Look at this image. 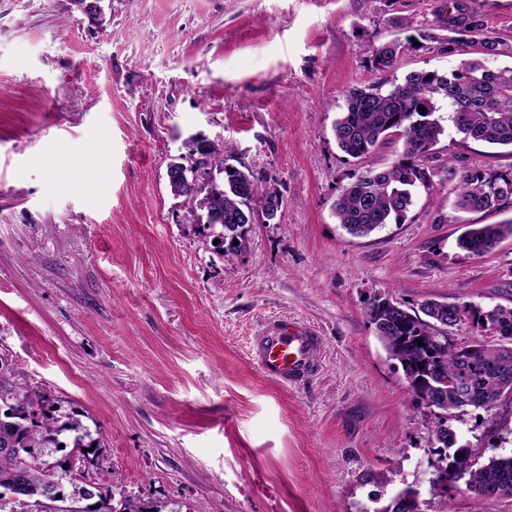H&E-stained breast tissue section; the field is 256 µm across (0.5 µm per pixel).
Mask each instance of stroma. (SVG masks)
Here are the masks:
<instances>
[{"mask_svg": "<svg viewBox=\"0 0 512 512\" xmlns=\"http://www.w3.org/2000/svg\"><path fill=\"white\" fill-rule=\"evenodd\" d=\"M446 0H0V354L97 439L83 483L142 512H381L407 485L423 512H512L464 482L433 489L430 412L367 316L383 295L512 307V238L477 257L451 184L405 220L351 236L332 206L360 160L336 146L349 87L446 72ZM512 44V0H472ZM415 36L394 74L375 48ZM433 152L512 168V149L463 140L448 106ZM194 133L280 201L247 247L218 254L172 195L167 166ZM299 319L322 338L305 383L282 387L249 355ZM481 459L512 455V397L449 417Z\"/></svg>", "mask_w": 512, "mask_h": 512, "instance_id": "1", "label": "stroma"}]
</instances>
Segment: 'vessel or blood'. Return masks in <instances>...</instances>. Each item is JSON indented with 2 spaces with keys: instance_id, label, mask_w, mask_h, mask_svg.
<instances>
[{
  "instance_id": "obj_1",
  "label": "vessel or blood",
  "mask_w": 512,
  "mask_h": 512,
  "mask_svg": "<svg viewBox=\"0 0 512 512\" xmlns=\"http://www.w3.org/2000/svg\"><path fill=\"white\" fill-rule=\"evenodd\" d=\"M321 340L314 329L299 320L273 322L254 337L251 353L261 372L277 384H299L314 373Z\"/></svg>"
}]
</instances>
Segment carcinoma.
<instances>
[{
	"label": "carcinoma",
	"mask_w": 512,
	"mask_h": 512,
	"mask_svg": "<svg viewBox=\"0 0 512 512\" xmlns=\"http://www.w3.org/2000/svg\"><path fill=\"white\" fill-rule=\"evenodd\" d=\"M448 51L455 38L467 33L469 47L483 56L449 72L419 70L402 82L355 86L345 94V109L333 126L339 149L354 159L369 155L389 139L401 142L398 160L386 167H366L342 187L333 204L340 224L354 237H367L392 222L405 219L419 188L433 192L435 182H455V207L462 212H482L512 205V170L467 169L453 164L433 168L431 151L444 129L437 101L452 109L451 121L466 140L512 147V66L493 67L488 59L512 55V45L486 33L484 21L470 7V0H448ZM406 41H390L373 52L374 66L390 71L397 65ZM424 107L427 112L420 113ZM228 148L210 142L204 149L188 148L168 179L170 190L183 199L188 220L214 230L215 249L232 255L245 247L251 212L257 202L272 206L273 195L259 194L252 172L227 163ZM512 237V220L482 224L460 238L459 245L481 256L502 240ZM421 314H412L398 302L375 297L367 317L375 326L390 359L401 367L413 395L430 409V435L439 440L436 471L466 478L475 497L497 489L512 496V456L479 461L475 449L445 438L448 413L467 408L490 409L502 396L512 394V345L493 337L512 338V308L482 309L475 305H448L428 300ZM469 324L474 337L463 346L448 344L441 334L450 327ZM423 344H418V340ZM71 436L79 453L92 447L90 432L81 421L59 414L56 399L34 388L18 364L0 354V500L5 495L25 499L33 506L45 501L50 488L53 502L80 499L81 487L70 476L67 461L51 462L57 436ZM73 489L66 495L63 478Z\"/></svg>",
	"instance_id": "carcinoma-1"
}]
</instances>
